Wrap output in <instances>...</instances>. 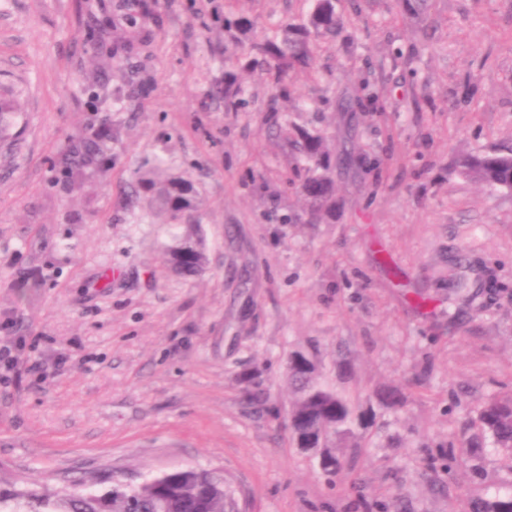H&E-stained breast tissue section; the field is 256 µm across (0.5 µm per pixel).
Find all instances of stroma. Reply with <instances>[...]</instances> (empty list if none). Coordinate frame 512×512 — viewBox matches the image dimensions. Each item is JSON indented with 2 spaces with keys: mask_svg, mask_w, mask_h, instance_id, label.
<instances>
[{
  "mask_svg": "<svg viewBox=\"0 0 512 512\" xmlns=\"http://www.w3.org/2000/svg\"><path fill=\"white\" fill-rule=\"evenodd\" d=\"M118 3L0 6V94L18 104L0 140V349L25 340L0 366V485L135 490L207 469L242 512H470L511 488L506 451L477 465L466 441L512 394V192L454 159L512 152V0H435L423 26L394 0H340L351 19L318 43L322 80L292 77L280 128L260 81L234 111L212 96L224 0H144L147 20ZM309 6L238 2L262 29ZM367 84L376 104L341 111ZM102 120L112 138L88 154ZM295 124L352 151L317 224ZM156 166L194 188L181 223L137 191ZM184 243L206 255L192 276L165 261ZM297 352L355 409L334 473L284 427Z\"/></svg>",
  "mask_w": 512,
  "mask_h": 512,
  "instance_id": "1",
  "label": "stroma"
}]
</instances>
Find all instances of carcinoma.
<instances>
[{
  "label": "carcinoma",
  "instance_id": "cac0c4a2",
  "mask_svg": "<svg viewBox=\"0 0 512 512\" xmlns=\"http://www.w3.org/2000/svg\"><path fill=\"white\" fill-rule=\"evenodd\" d=\"M396 5L402 14L423 22L432 0H396ZM344 24V16L336 12V0H312L305 16L286 19L261 36L251 16L225 11L224 32L232 45V64L224 69V108L237 109L245 93L242 76L252 74L271 88L268 111H278L277 99L288 95L289 73L311 68L317 39L338 33ZM294 143L307 160L300 192L312 218L317 219L336 208L331 149L323 134L305 128L296 130ZM456 168L461 175L490 188L512 191V154H461ZM139 184L155 198L171 224L180 223L184 212L193 207V199L188 197L190 188L183 181L153 172L140 178ZM167 261L183 274H194L204 266L205 255L198 247L187 255L175 247L167 253ZM288 375L295 396L288 431L301 450L320 446L324 432L339 437L349 434L352 407L345 397L318 382L313 372L290 370ZM479 422L493 447L507 450L512 460V397L487 401L479 410ZM226 497L222 479L215 473L176 470L130 494L116 488L54 495L28 488L4 489L0 490V512H225ZM471 512H512V493L477 503Z\"/></svg>",
  "mask_w": 512,
  "mask_h": 512
}]
</instances>
